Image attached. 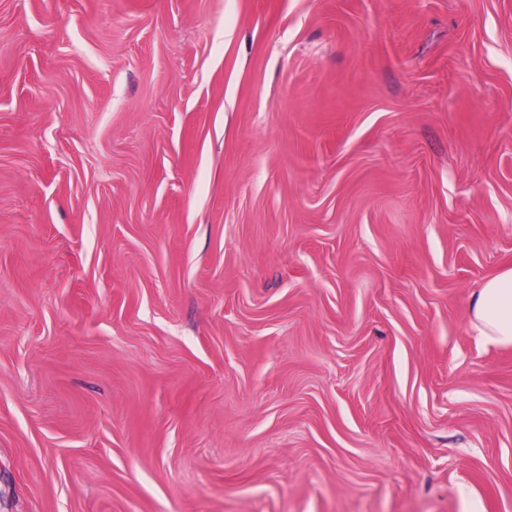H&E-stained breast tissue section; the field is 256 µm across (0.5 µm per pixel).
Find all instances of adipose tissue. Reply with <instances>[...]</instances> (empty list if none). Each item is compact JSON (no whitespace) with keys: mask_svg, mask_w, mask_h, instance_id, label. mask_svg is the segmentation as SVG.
Masks as SVG:
<instances>
[{"mask_svg":"<svg viewBox=\"0 0 512 512\" xmlns=\"http://www.w3.org/2000/svg\"><path fill=\"white\" fill-rule=\"evenodd\" d=\"M469 327L482 341L512 347V267L486 278L473 291Z\"/></svg>","mask_w":512,"mask_h":512,"instance_id":"1","label":"adipose tissue"}]
</instances>
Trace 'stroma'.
<instances>
[{
  "instance_id": "obj_1",
  "label": "stroma",
  "mask_w": 512,
  "mask_h": 512,
  "mask_svg": "<svg viewBox=\"0 0 512 512\" xmlns=\"http://www.w3.org/2000/svg\"><path fill=\"white\" fill-rule=\"evenodd\" d=\"M512 0H0V512H512ZM469 305V328L480 340L512 347V267L486 278Z\"/></svg>"
}]
</instances>
